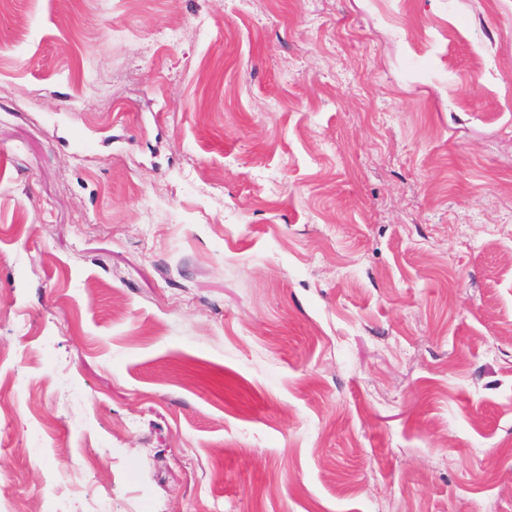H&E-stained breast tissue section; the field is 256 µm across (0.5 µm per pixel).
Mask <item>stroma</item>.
Masks as SVG:
<instances>
[{"label":"stroma","instance_id":"stroma-1","mask_svg":"<svg viewBox=\"0 0 512 512\" xmlns=\"http://www.w3.org/2000/svg\"><path fill=\"white\" fill-rule=\"evenodd\" d=\"M0 512H512V0H11Z\"/></svg>","mask_w":512,"mask_h":512}]
</instances>
